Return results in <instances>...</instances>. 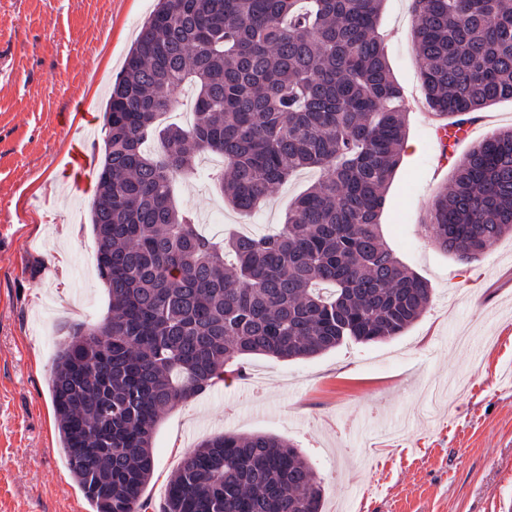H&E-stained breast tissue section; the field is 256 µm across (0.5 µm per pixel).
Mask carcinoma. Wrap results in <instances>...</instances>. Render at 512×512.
I'll return each instance as SVG.
<instances>
[{"label": "carcinoma", "instance_id": "carcinoma-1", "mask_svg": "<svg viewBox=\"0 0 512 512\" xmlns=\"http://www.w3.org/2000/svg\"><path fill=\"white\" fill-rule=\"evenodd\" d=\"M383 0H158L112 84L91 204L102 325L72 326L50 377L61 452L94 512L143 510L164 411L254 355L315 357L402 335L428 282L400 262L380 215L407 109L377 24ZM424 106L451 124L512 100V0H411ZM195 121L160 126L175 92ZM218 154L233 209L310 168L277 231L217 240L174 183ZM460 262L512 233V129L475 144L426 215ZM309 460L279 437L204 440L161 512H320Z\"/></svg>", "mask_w": 512, "mask_h": 512}]
</instances>
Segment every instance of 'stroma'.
I'll return each instance as SVG.
<instances>
[{
    "instance_id": "obj_1",
    "label": "stroma",
    "mask_w": 512,
    "mask_h": 512,
    "mask_svg": "<svg viewBox=\"0 0 512 512\" xmlns=\"http://www.w3.org/2000/svg\"><path fill=\"white\" fill-rule=\"evenodd\" d=\"M156 0H0V512H92L59 449L49 379L70 324H102L90 224L101 128L112 82ZM393 73L418 91L410 0H384L379 23ZM91 102L92 111L80 108ZM432 116L412 106L407 141L380 217L395 255L428 281L432 302L393 339L345 341L291 361L254 356L240 372L167 411L154 434L143 497L159 512L170 476L207 437L279 436L301 449L322 485L323 512H499L512 496V236L469 264L424 227L450 181ZM91 159L87 186L70 151ZM199 157L180 205L201 232L259 235L317 177L299 173L245 217ZM79 225L76 238L65 225ZM68 255L67 283L55 262Z\"/></svg>"
}]
</instances>
